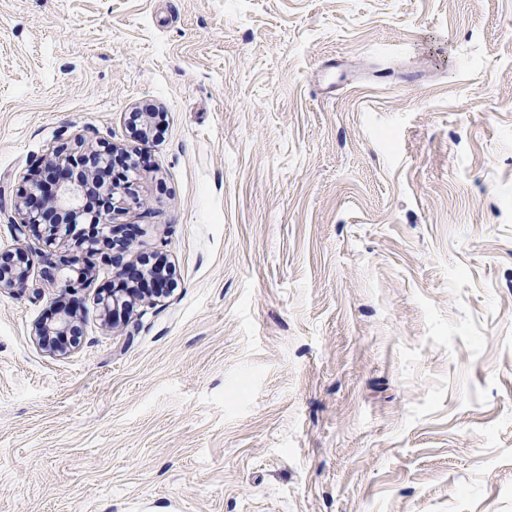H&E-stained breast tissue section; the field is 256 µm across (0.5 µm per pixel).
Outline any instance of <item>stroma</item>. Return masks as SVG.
Returning a JSON list of instances; mask_svg holds the SVG:
<instances>
[{"label":"stroma","instance_id":"35a3bbf8","mask_svg":"<svg viewBox=\"0 0 512 512\" xmlns=\"http://www.w3.org/2000/svg\"><path fill=\"white\" fill-rule=\"evenodd\" d=\"M80 141L136 146L112 221L173 268L116 330L16 229ZM18 246L0 512H512V0H0ZM81 319L74 308L59 309L50 320L35 328L38 343L50 353L61 352L60 341L67 336H81Z\"/></svg>","mask_w":512,"mask_h":512}]
</instances>
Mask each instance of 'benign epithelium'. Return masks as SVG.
I'll list each match as a JSON object with an SVG mask.
<instances>
[{
  "instance_id": "obj_1",
  "label": "benign epithelium",
  "mask_w": 512,
  "mask_h": 512,
  "mask_svg": "<svg viewBox=\"0 0 512 512\" xmlns=\"http://www.w3.org/2000/svg\"><path fill=\"white\" fill-rule=\"evenodd\" d=\"M117 150L109 145L89 146L85 152L66 153L61 149L44 163L42 173L31 180L29 191L16 203L20 218L17 231L44 227L46 239H56L60 224L55 216L65 217L66 224H84L81 237L73 243L75 254L60 265L44 271L45 281L51 288L75 289L71 273L81 276L90 270L78 267L80 254H104L105 261L116 269L120 284L98 294L104 324L112 329L119 327L118 319L128 317L134 307L166 295L173 283V273L161 261L152 264H136L128 259L134 246L133 238L124 234V229L103 216L101 211H92L81 202L90 189L98 192L105 211L112 212L113 200L123 203L127 195V181L117 177L106 181L103 176L112 173ZM80 167L81 179L62 180L60 172H69L73 166ZM30 258L19 248L13 252L0 253V287L23 288L29 279ZM82 333L81 319L74 308H62L49 320L35 328L38 343L46 351H61L60 341Z\"/></svg>"
}]
</instances>
